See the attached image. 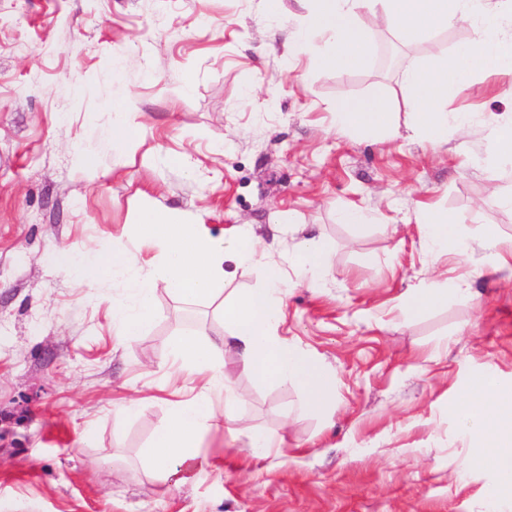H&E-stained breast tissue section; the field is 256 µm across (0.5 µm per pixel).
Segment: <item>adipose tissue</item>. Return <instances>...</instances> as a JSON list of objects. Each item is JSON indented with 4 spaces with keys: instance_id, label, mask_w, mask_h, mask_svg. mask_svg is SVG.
<instances>
[{
    "instance_id": "adipose-tissue-1",
    "label": "adipose tissue",
    "mask_w": 512,
    "mask_h": 512,
    "mask_svg": "<svg viewBox=\"0 0 512 512\" xmlns=\"http://www.w3.org/2000/svg\"><path fill=\"white\" fill-rule=\"evenodd\" d=\"M306 24L297 34L309 51L319 52V38L331 35L335 50L326 57L328 66L354 67L364 62L368 25L358 24V11H369L370 22L387 18L413 48L433 29L465 25L473 38L460 44L443 59L427 60L405 72L402 85L406 108L404 126L431 146L448 141L451 132L467 126L472 115L451 112L446 106L448 89L476 73L512 71V34L505 32L504 13L489 7L488 0H385L377 11L373 0H310ZM336 124L346 130L395 134L389 108L379 99L337 105ZM138 224L144 228L160 258L144 260L138 249L113 246L111 253L86 247L81 255L65 248L52 261L81 288L94 287L103 279L123 284L130 293L126 303L113 305L112 319L122 335L134 336L155 318V286L164 282L182 298H208L227 283L225 262L261 267L262 287L247 292L228 291L224 297L225 336H186L175 349L176 360L196 367L202 385L189 401L175 404L171 418L153 437L151 460L173 487L195 479L203 470L196 452L198 438L219 424H232L233 414L217 409L212 397L221 394L225 403L238 400L224 375V348L234 346L242 368L254 379L282 384L295 383L303 392L305 409H317L335 387V377L304 350L288 344L279 335L283 304L289 289L314 287L317 274L330 268L320 238L299 239L289 255L288 268L266 262L260 239L249 225L229 234L213 235L204 224L186 222L183 215L156 208L143 209ZM422 236L430 248L448 254H464L468 242L461 238L447 214L426 209L420 216ZM480 409L462 403L457 413L465 425L496 432L490 448L491 463L499 473L492 498L512 496V407L505 405L492 380H483L477 390Z\"/></svg>"
}]
</instances>
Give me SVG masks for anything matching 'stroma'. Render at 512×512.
Masks as SVG:
<instances>
[{
    "label": "stroma",
    "instance_id": "stroma-1",
    "mask_svg": "<svg viewBox=\"0 0 512 512\" xmlns=\"http://www.w3.org/2000/svg\"><path fill=\"white\" fill-rule=\"evenodd\" d=\"M307 13L306 0H282L275 19L266 0H0V512H512V497L488 494L490 432L455 413L488 375L512 398V271L479 246L512 237L500 203L512 163L489 138L512 118V71L449 89V111L473 123L435 149L402 128V76L471 29H434L408 52L375 28L363 64L328 69L293 38ZM120 93L148 129L127 146L112 140ZM369 98L391 101L398 134L336 127L337 104ZM78 148L92 168L76 166ZM148 206L217 235L253 225L282 264L308 235L331 256L319 287L288 292L279 329L332 371L330 399L303 411L298 389L254 381L226 352L236 422L199 439L207 466L178 489L147 450L173 392L201 385L173 343L223 335L218 301L157 283L153 322L123 336L111 310L122 284L82 291L50 260L129 243ZM351 206L370 223H339ZM425 207L470 243L461 259L428 251ZM279 211L295 225L275 224ZM434 278L457 293L402 317L408 289ZM260 431L278 449L256 460L246 450Z\"/></svg>",
    "mask_w": 512,
    "mask_h": 512
}]
</instances>
